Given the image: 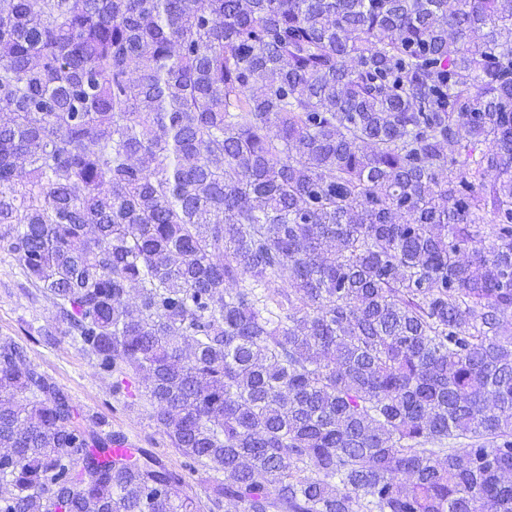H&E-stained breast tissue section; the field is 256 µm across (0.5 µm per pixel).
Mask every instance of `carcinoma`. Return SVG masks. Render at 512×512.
Segmentation results:
<instances>
[{
    "instance_id": "1",
    "label": "carcinoma",
    "mask_w": 512,
    "mask_h": 512,
    "mask_svg": "<svg viewBox=\"0 0 512 512\" xmlns=\"http://www.w3.org/2000/svg\"><path fill=\"white\" fill-rule=\"evenodd\" d=\"M0 253L215 472L0 336V512H512V0H0Z\"/></svg>"
}]
</instances>
